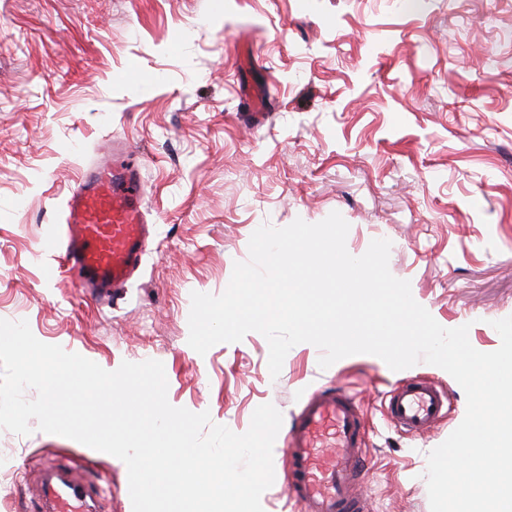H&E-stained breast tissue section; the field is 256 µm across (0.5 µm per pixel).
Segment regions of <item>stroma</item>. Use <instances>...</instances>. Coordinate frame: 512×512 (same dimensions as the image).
Returning <instances> with one entry per match:
<instances>
[{"instance_id": "stroma-1", "label": "stroma", "mask_w": 512, "mask_h": 512, "mask_svg": "<svg viewBox=\"0 0 512 512\" xmlns=\"http://www.w3.org/2000/svg\"><path fill=\"white\" fill-rule=\"evenodd\" d=\"M116 141L143 156L156 226L139 272L109 299L66 273L45 284L46 233ZM334 211L351 255L390 240V272L440 325L499 347L492 323L512 316V0H0V319L108 371L161 361L173 406L238 434L262 404L287 416L307 388L342 383L366 418L373 512H430L427 456L466 412L445 370L370 354L323 369L301 343L274 378L259 333L203 355L188 344L192 292L223 293L259 226ZM413 376L451 400L422 435L385 416ZM0 453L12 471L0 512H23L53 457L84 466L105 512H132L112 455L39 430H0Z\"/></svg>"}]
</instances>
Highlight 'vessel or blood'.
<instances>
[{
  "mask_svg": "<svg viewBox=\"0 0 512 512\" xmlns=\"http://www.w3.org/2000/svg\"><path fill=\"white\" fill-rule=\"evenodd\" d=\"M152 236L143 205L140 156L113 145L111 160L89 169L66 197L61 230L47 242L61 256L45 268L76 275L87 293L104 297L137 274ZM448 413L442 386L415 379L390 391L387 419L401 430L427 432ZM285 493L299 512H368L358 491L365 475L362 407L341 386L310 390L292 417L282 450ZM100 493L78 465L43 463L29 496V512H98Z\"/></svg>",
  "mask_w": 512,
  "mask_h": 512,
  "instance_id": "obj_1",
  "label": "vessel or blood"
}]
</instances>
